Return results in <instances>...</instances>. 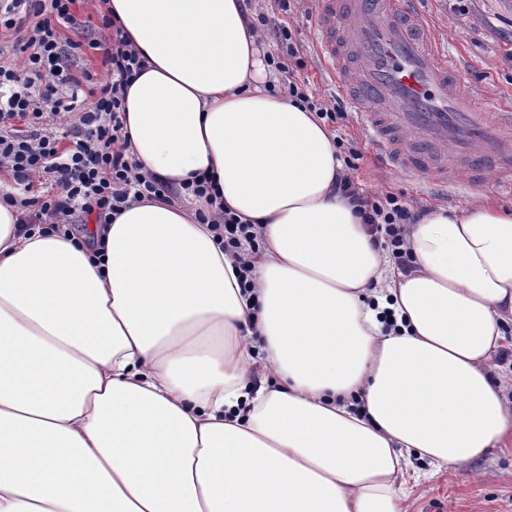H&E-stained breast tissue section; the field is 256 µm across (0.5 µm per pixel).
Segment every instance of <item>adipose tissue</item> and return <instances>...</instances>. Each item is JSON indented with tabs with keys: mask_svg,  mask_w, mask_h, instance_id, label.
Instances as JSON below:
<instances>
[{
	"mask_svg": "<svg viewBox=\"0 0 512 512\" xmlns=\"http://www.w3.org/2000/svg\"><path fill=\"white\" fill-rule=\"evenodd\" d=\"M241 3L106 8L148 60L131 155L215 176L261 238L252 291L168 197L71 238L0 198V512H407L412 460L512 444V211L433 210L401 271L334 191L333 134L267 90Z\"/></svg>",
	"mask_w": 512,
	"mask_h": 512,
	"instance_id": "1",
	"label": "adipose tissue"
}]
</instances>
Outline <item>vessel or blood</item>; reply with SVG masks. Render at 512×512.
Segmentation results:
<instances>
[{
	"label": "vessel or blood",
	"instance_id": "1",
	"mask_svg": "<svg viewBox=\"0 0 512 512\" xmlns=\"http://www.w3.org/2000/svg\"><path fill=\"white\" fill-rule=\"evenodd\" d=\"M315 48L401 171L512 190V104H482L414 0H321Z\"/></svg>",
	"mask_w": 512,
	"mask_h": 512
}]
</instances>
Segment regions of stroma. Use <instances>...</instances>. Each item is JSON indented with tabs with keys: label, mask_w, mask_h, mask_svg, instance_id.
Segmentation results:
<instances>
[{
	"label": "stroma",
	"mask_w": 512,
	"mask_h": 512,
	"mask_svg": "<svg viewBox=\"0 0 512 512\" xmlns=\"http://www.w3.org/2000/svg\"><path fill=\"white\" fill-rule=\"evenodd\" d=\"M319 0H298L291 11L277 8L274 0H256L255 12L272 22L290 26L303 47L305 62L299 75L325 103L350 110L335 80L321 66L314 50V31L320 16ZM422 17L441 44L460 64L468 84L482 98L512 100V0H471L461 11L457 0H422ZM330 129L338 138L355 143L361 153L354 172L360 189L372 196L394 193L431 208L456 213L477 198L512 210V193L496 192L489 185H467L457 177L454 185L439 187L426 179L392 169L362 132L357 120H339ZM408 512H512V447L495 448L480 460L434 472L421 466L418 480L410 481Z\"/></svg>",
	"instance_id": "obj_1"
}]
</instances>
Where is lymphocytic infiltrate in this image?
Returning a JSON list of instances; mask_svg holds the SVG:
<instances>
[{
  "label": "lymphocytic infiltrate",
  "instance_id": "1",
  "mask_svg": "<svg viewBox=\"0 0 512 512\" xmlns=\"http://www.w3.org/2000/svg\"><path fill=\"white\" fill-rule=\"evenodd\" d=\"M75 2L0 0V172H7L19 191L14 201L24 212L22 231L46 226L59 233L91 222L108 224L123 207L151 194L179 200L188 191L215 203L214 177L177 189L141 173L126 155L120 144L125 94L145 70V56L107 15L101 27L109 38L84 40ZM66 27L71 36H63ZM84 46L102 53L104 84H97L89 69H73L72 60ZM338 189L354 201L375 244L389 250L402 268H411L406 230L423 209L393 193L378 198L360 192L348 170ZM197 216L213 225L242 275H249L250 256L259 249L251 225L225 210H201Z\"/></svg>",
  "mask_w": 512,
  "mask_h": 512
}]
</instances>
